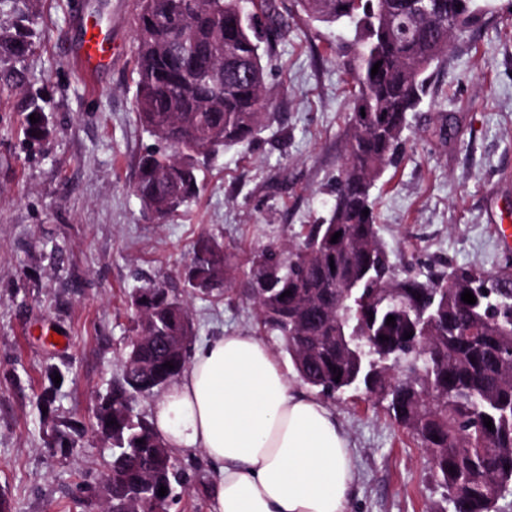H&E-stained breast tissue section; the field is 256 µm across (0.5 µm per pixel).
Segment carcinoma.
I'll return each mask as SVG.
<instances>
[{"instance_id":"obj_1","label":"carcinoma","mask_w":512,"mask_h":512,"mask_svg":"<svg viewBox=\"0 0 512 512\" xmlns=\"http://www.w3.org/2000/svg\"><path fill=\"white\" fill-rule=\"evenodd\" d=\"M293 2L308 20L352 33L338 54L351 79L352 108L334 206L298 242L258 248L246 268L235 252L198 240L187 282L206 297L245 278L258 331L279 341L308 389L328 399L354 390L387 401L388 412L431 457L452 512H499V500L512 495V271L450 265L424 280L397 278L377 234L371 196L399 155L409 114L428 94L429 70L455 38L479 27L488 5ZM134 27L133 109L144 131L171 149L141 158L134 191L147 211L164 219L198 196L199 152L248 142L271 121L263 59L274 50L269 32L284 36L288 20L276 0H199L193 8L189 0H140ZM33 37L25 13L11 29L0 27V63L10 62L0 68V89L28 82ZM336 232L341 236L333 243ZM467 289L476 303L461 300ZM131 306L135 321L122 378L101 398L94 428L111 449L104 512H169L185 473L136 412V398L182 374L194 324L183 301L158 284L136 289ZM390 315L395 322L388 325ZM421 335L428 354L415 370ZM58 372L45 367L41 402L50 420L48 446L69 448L76 428L53 416ZM162 486L167 495L160 497Z\"/></svg>"}]
</instances>
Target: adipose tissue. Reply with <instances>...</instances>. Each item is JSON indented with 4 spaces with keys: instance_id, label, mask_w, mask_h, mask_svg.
Returning <instances> with one entry per match:
<instances>
[{
    "instance_id": "obj_1",
    "label": "adipose tissue",
    "mask_w": 512,
    "mask_h": 512,
    "mask_svg": "<svg viewBox=\"0 0 512 512\" xmlns=\"http://www.w3.org/2000/svg\"><path fill=\"white\" fill-rule=\"evenodd\" d=\"M153 423L172 452L204 451L215 512H348L356 468L346 432L254 336L198 347Z\"/></svg>"
}]
</instances>
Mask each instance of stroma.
Instances as JSON below:
<instances>
[{"mask_svg": "<svg viewBox=\"0 0 512 512\" xmlns=\"http://www.w3.org/2000/svg\"><path fill=\"white\" fill-rule=\"evenodd\" d=\"M94 2L17 0L34 20L30 81L0 92V493L15 512H101L102 500L83 493L110 459L93 415L121 377L137 288L160 282L184 301L193 345L253 333L245 280L209 298L190 292L192 246L206 235L246 255L327 217L352 107L335 27L289 16L268 69L272 121L247 144L199 153L198 197L158 222L133 191L139 158L159 147L132 110L137 0H105L114 59L90 78L71 50ZM29 93L46 102L40 140L23 131ZM408 120L402 152L371 191L395 274L512 263L498 235L512 225V0H489L484 23L454 40ZM49 329L66 345L47 344ZM49 364L64 374L55 414L80 427L62 450L47 447L38 403ZM328 405L356 464L350 512H448L424 449L384 401L351 391ZM180 462L187 480L170 512H211L204 452Z\"/></svg>", "mask_w": 512, "mask_h": 512, "instance_id": "obj_1", "label": "stroma"}]
</instances>
